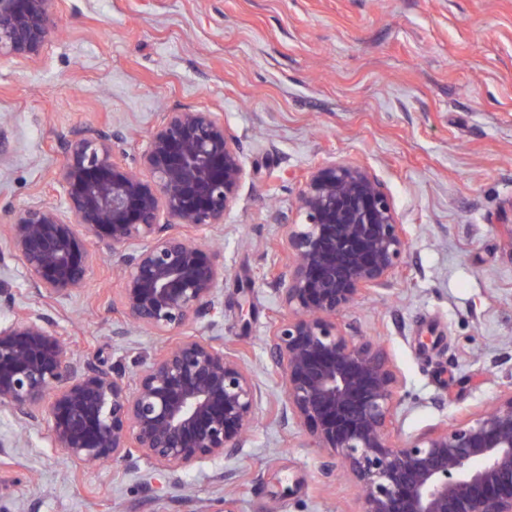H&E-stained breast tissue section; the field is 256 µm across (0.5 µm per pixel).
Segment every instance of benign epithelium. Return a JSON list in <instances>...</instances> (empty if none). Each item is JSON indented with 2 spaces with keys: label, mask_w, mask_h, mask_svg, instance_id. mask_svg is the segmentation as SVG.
<instances>
[{
  "label": "benign epithelium",
  "mask_w": 512,
  "mask_h": 512,
  "mask_svg": "<svg viewBox=\"0 0 512 512\" xmlns=\"http://www.w3.org/2000/svg\"><path fill=\"white\" fill-rule=\"evenodd\" d=\"M56 0H0V55L35 61L53 27ZM88 126L59 139L55 179L65 207L39 201L5 209L8 254L37 294L80 291L105 254L119 288L106 298L113 335L133 326L167 339L129 373L80 360L43 316L0 306V407L23 428L48 423L75 466L144 461L176 472L235 454L262 392L249 367L224 351V265L201 240L223 229L245 168L216 112L164 113L144 150ZM300 221L277 224L269 273L280 319L266 336L268 375L281 387L283 424L341 463L360 491L358 512H512V385L451 424L401 432L404 385L373 339L343 331L339 316L388 289L411 248L407 225L369 168L349 160L309 171Z\"/></svg>",
  "instance_id": "1"
}]
</instances>
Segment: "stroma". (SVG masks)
<instances>
[{
	"instance_id": "stroma-1",
	"label": "stroma",
	"mask_w": 512,
	"mask_h": 512,
	"mask_svg": "<svg viewBox=\"0 0 512 512\" xmlns=\"http://www.w3.org/2000/svg\"><path fill=\"white\" fill-rule=\"evenodd\" d=\"M40 59L0 57V206H64L59 136L94 125L145 147L163 113L220 112L246 170L224 217V322L214 334L263 399L243 448L186 471L72 466L47 424L20 431L0 408V512H357L355 483L274 415L265 337L277 220L308 170L348 159L388 187L412 246L392 286L340 322L378 343L404 381L413 434L512 385V0H57ZM116 258L66 299L39 296L16 261L0 282L47 314L77 356L133 367L159 338L116 336L102 300Z\"/></svg>"
}]
</instances>
